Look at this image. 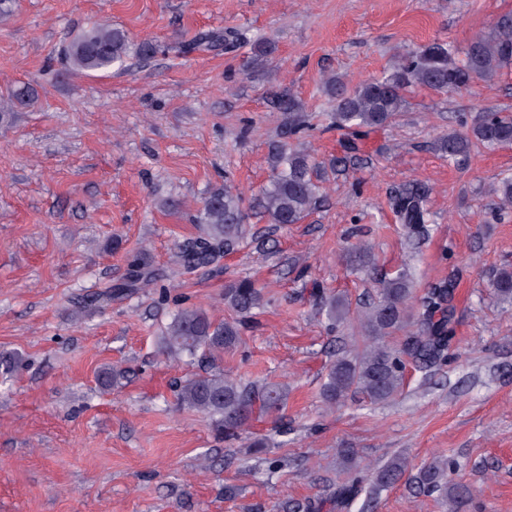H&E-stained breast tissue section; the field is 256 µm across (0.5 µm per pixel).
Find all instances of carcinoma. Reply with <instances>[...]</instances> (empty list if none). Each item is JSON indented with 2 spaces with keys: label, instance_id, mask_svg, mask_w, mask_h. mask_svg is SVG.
Wrapping results in <instances>:
<instances>
[{
  "label": "carcinoma",
  "instance_id": "1",
  "mask_svg": "<svg viewBox=\"0 0 512 512\" xmlns=\"http://www.w3.org/2000/svg\"><path fill=\"white\" fill-rule=\"evenodd\" d=\"M239 40V33H207L184 42V54L220 44L226 46ZM129 37L120 28L94 24L73 37L64 50L66 63L76 71H109L121 68L130 50ZM135 53L148 58L156 45L140 42ZM457 50L444 42H432L413 52L399 56L391 72L381 78L365 80L348 87L332 76L325 81L327 94L333 101L329 115L338 129L381 128L390 124L405 105L404 92L421 86L438 92H468L479 82H490L512 66V14L498 18L492 28L479 33L456 59ZM33 89L17 86L0 95V119L10 117L16 108L33 99ZM279 109L288 113L290 142L272 147L276 165L268 183L254 196L251 207L270 224H299L323 198L319 164L308 150L299 119L304 104L291 93L280 95ZM484 147L512 144V114L481 113L465 133L450 132L437 142L438 151L448 160L467 159L474 143ZM502 212L512 211V177L498 182L492 189ZM245 200L231 185L208 191L200 201L194 223L201 234L192 242L177 247L176 263L186 270L214 264L223 253L230 252L247 234ZM392 209L408 236L421 239L425 233L427 209L425 195L418 191L398 194L392 198ZM154 271L137 254L131 260L125 282L107 295H125L150 285ZM491 287L503 304H512V271L503 270ZM454 285L441 282L416 296L413 279L406 270L377 279V298L368 307L357 311L360 339L351 346L336 350L322 386L325 402L333 407L356 392L373 402H387L403 388L405 359L417 367L430 370L447 362L455 339L453 323ZM224 303L235 314L232 320H216L199 308H180L173 314L160 338L162 351L171 359L198 356L209 363L202 373L189 376L176 385L178 404L209 418L217 435L233 439L248 425L259 407L266 413H279L287 404L288 390L270 384L253 390L224 375L217 361L224 351L234 349L245 322L265 303L262 289L250 279L233 281L224 287ZM350 303L340 297L326 299V316L339 323L346 320ZM404 333L400 347L394 348L387 338ZM403 458H395L377 474L368 488L363 486L359 472L336 489V507L350 509L361 494L371 498L406 472ZM458 471L455 460L436 459L423 466L415 476L418 487L427 491H444L454 500L463 488L448 480Z\"/></svg>",
  "mask_w": 512,
  "mask_h": 512
}]
</instances>
